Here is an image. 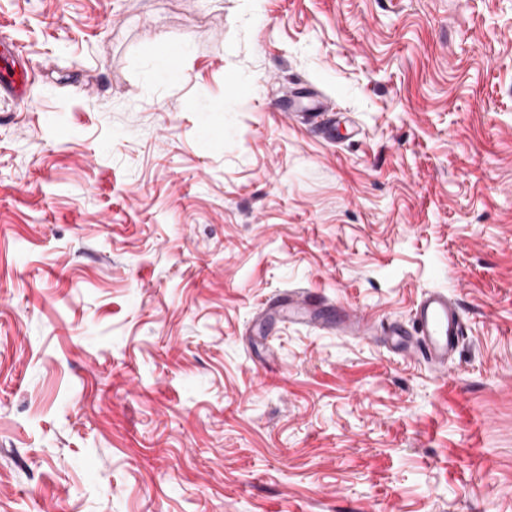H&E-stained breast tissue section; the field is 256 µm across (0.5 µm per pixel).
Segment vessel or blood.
<instances>
[{
  "label": "vessel or blood",
  "mask_w": 512,
  "mask_h": 512,
  "mask_svg": "<svg viewBox=\"0 0 512 512\" xmlns=\"http://www.w3.org/2000/svg\"><path fill=\"white\" fill-rule=\"evenodd\" d=\"M15 51L13 43H0V92L18 98L24 96L28 80L26 68L15 59ZM271 309L291 321L314 323L323 318L326 303L309 291H291L277 299ZM333 328L346 336L380 339L389 348L421 358L429 368L443 372L465 334V321L458 300L432 290L417 300L409 323L393 321L380 326L366 315L340 306Z\"/></svg>",
  "instance_id": "vessel-or-blood-1"
}]
</instances>
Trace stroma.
Instances as JSON below:
<instances>
[{
	"instance_id": "stroma-1",
	"label": "stroma",
	"mask_w": 512,
	"mask_h": 512,
	"mask_svg": "<svg viewBox=\"0 0 512 512\" xmlns=\"http://www.w3.org/2000/svg\"><path fill=\"white\" fill-rule=\"evenodd\" d=\"M1 34L0 512H512V0H0ZM317 93L329 140L277 107ZM296 289L469 332L439 375L262 317ZM15 51L13 43L0 41V92L18 98L25 95L28 80L27 69L17 63Z\"/></svg>"
}]
</instances>
